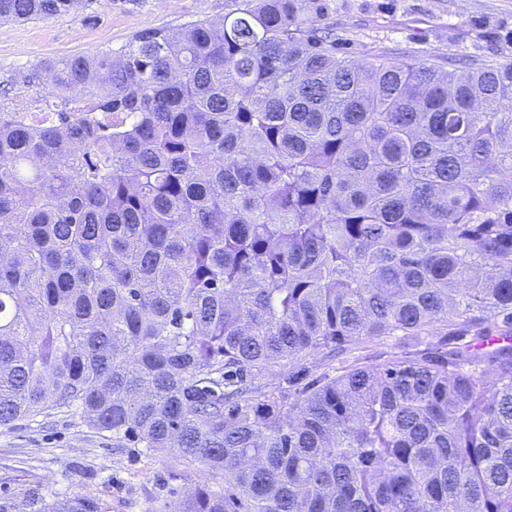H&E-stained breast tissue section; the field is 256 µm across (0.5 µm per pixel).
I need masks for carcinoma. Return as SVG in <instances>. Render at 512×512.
<instances>
[{
    "instance_id": "1",
    "label": "carcinoma",
    "mask_w": 512,
    "mask_h": 512,
    "mask_svg": "<svg viewBox=\"0 0 512 512\" xmlns=\"http://www.w3.org/2000/svg\"><path fill=\"white\" fill-rule=\"evenodd\" d=\"M312 2L224 0L25 76L50 92L0 110V425L75 407L224 475L180 512H512V65L342 58ZM425 346H419L410 340L400 337L387 338L383 341H363L357 345H353L349 353L341 356L339 359L325 358L322 353H315L306 357L300 364L294 366H284L277 371L268 375L263 384L266 389H275L284 382L289 375H298L299 387L310 381L322 373L329 376H335L342 373L346 368L353 365L365 366L370 364H380L393 356L398 357H414L420 353Z\"/></svg>"
}]
</instances>
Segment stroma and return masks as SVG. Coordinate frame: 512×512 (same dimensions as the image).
<instances>
[{
  "mask_svg": "<svg viewBox=\"0 0 512 512\" xmlns=\"http://www.w3.org/2000/svg\"><path fill=\"white\" fill-rule=\"evenodd\" d=\"M310 16L318 29L335 33L339 56L349 59L382 55L457 68L512 63V0H314ZM223 18L224 0H82L44 21L0 20V105L23 100L34 106L46 96L44 86L24 80L40 62L116 51L151 29ZM420 351L399 337L366 340L338 359L312 354L264 383L273 389L292 374L308 381ZM198 484L224 490L222 475L130 443L118 446L75 410L0 426V495L37 487L60 498L99 501L107 512H178Z\"/></svg>",
  "mask_w": 512,
  "mask_h": 512,
  "instance_id": "1",
  "label": "stroma"
}]
</instances>
